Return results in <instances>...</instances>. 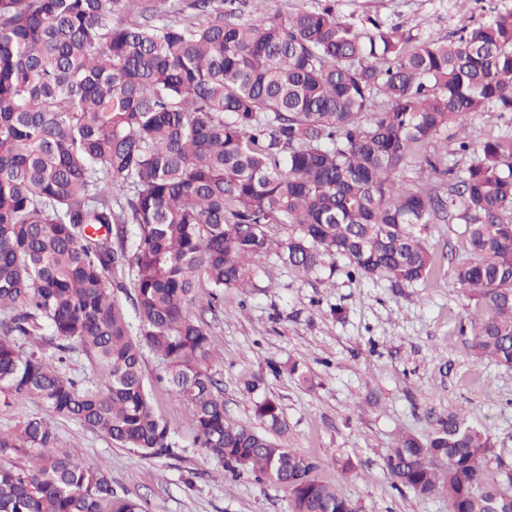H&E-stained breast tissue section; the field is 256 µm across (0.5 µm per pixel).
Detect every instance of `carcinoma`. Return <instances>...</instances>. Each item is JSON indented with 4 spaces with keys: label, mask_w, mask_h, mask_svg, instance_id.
Masks as SVG:
<instances>
[{
    "label": "carcinoma",
    "mask_w": 512,
    "mask_h": 512,
    "mask_svg": "<svg viewBox=\"0 0 512 512\" xmlns=\"http://www.w3.org/2000/svg\"><path fill=\"white\" fill-rule=\"evenodd\" d=\"M246 0H0V394L38 399L145 458L179 457L142 369L149 348L187 406L197 447L224 471L284 487L293 512H357L277 443L279 404L260 424L229 420L207 364L208 324L190 315L246 288L247 261L277 246L311 272L342 259L350 278L423 282L437 257L428 226L464 225L469 257L451 271L474 302L468 344L512 367V134L487 140L462 168L471 117L512 112V10L419 40L371 19H340L335 0L254 23ZM447 178L441 194L396 175ZM291 228L285 240L273 225ZM130 296L131 321L118 294ZM80 345L97 379L48 362ZM43 419L0 431V512H145L100 469L57 448ZM488 430L454 414L385 458L394 487L439 491L448 512H512V469L490 481Z\"/></svg>",
    "instance_id": "1"
}]
</instances>
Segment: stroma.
Returning a JSON list of instances; mask_svg holds the SVG:
<instances>
[{
    "label": "stroma",
    "mask_w": 512,
    "mask_h": 512,
    "mask_svg": "<svg viewBox=\"0 0 512 512\" xmlns=\"http://www.w3.org/2000/svg\"><path fill=\"white\" fill-rule=\"evenodd\" d=\"M336 13L361 28L372 18L399 24L422 40L454 36L485 16L478 0H336ZM463 230L429 225L436 268L426 281L399 288L349 279L331 264L301 274L268 252L251 262L250 288L225 289L224 307L209 321L220 350L210 368L228 415L249 423L255 397L277 400L286 425L279 443L313 458L318 476L359 512H448L445 495L421 500L397 491L384 459L399 435L428 436L452 412L490 428L499 457L488 479L512 467V368L471 356L462 332L470 311L448 284L451 267L466 256ZM294 363L300 375L290 374ZM163 368L145 352L153 405L180 458H144L73 420L57 421L59 448L105 470L114 490L146 512H292L283 487L225 475L196 447L186 407L155 381ZM347 459L353 471H343Z\"/></svg>",
    "instance_id": "stroma-1"
}]
</instances>
